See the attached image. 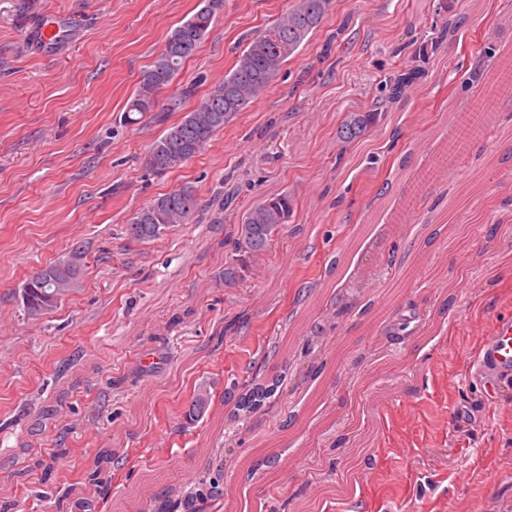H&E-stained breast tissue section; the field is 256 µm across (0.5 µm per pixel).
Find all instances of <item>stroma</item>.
Returning <instances> with one entry per match:
<instances>
[{"label": "stroma", "mask_w": 512, "mask_h": 512, "mask_svg": "<svg viewBox=\"0 0 512 512\" xmlns=\"http://www.w3.org/2000/svg\"><path fill=\"white\" fill-rule=\"evenodd\" d=\"M506 3L332 0L249 109L155 176L144 157L179 115L131 123L126 102L199 0H0V502L80 512L90 490L101 512H122L149 480L177 494L138 499L140 512H184L185 493L197 512H512V381L493 404L472 369L484 329L512 317V98L412 219L390 221L449 114L478 108L512 48ZM291 4L224 0L162 97L222 81ZM43 16L68 32L40 52L28 31ZM451 22L455 36L438 40ZM431 41L434 56L418 58ZM377 105L362 139L339 141L348 113ZM184 186L198 198L188 223L126 236L134 212ZM276 194L291 218L225 284L242 212ZM78 244L77 287L28 318L22 284ZM370 297L391 298L389 314L359 316ZM75 351L63 395L58 370ZM281 369L273 409L227 417L226 388ZM205 380L209 410L186 423Z\"/></svg>", "instance_id": "1"}]
</instances>
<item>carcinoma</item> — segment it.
Here are the masks:
<instances>
[{
    "label": "carcinoma",
    "mask_w": 512,
    "mask_h": 512,
    "mask_svg": "<svg viewBox=\"0 0 512 512\" xmlns=\"http://www.w3.org/2000/svg\"><path fill=\"white\" fill-rule=\"evenodd\" d=\"M203 6L177 26L167 37L163 49L146 70L127 104L126 112L145 113L161 109L176 112L182 104L198 97L195 107L167 127L155 140L145 157L147 171L163 176L187 163L265 90L279 73L282 64L308 40L325 20L331 0H294L288 13L277 22L249 39L236 64L224 80L197 96V85L182 88L167 101L158 104V93L169 86L185 62L199 48L217 14L224 10V0H202ZM489 86L498 93L512 92V56L504 54L499 70L490 78ZM376 121V113L350 114L340 126V137L352 141L360 137ZM198 202L188 186L153 199L137 210L126 224L127 235L139 242L162 236L175 224L187 222L196 212ZM292 203L288 195L268 196L245 210L240 219L235 257L224 265V284L234 285L243 279L246 260L264 253L291 217ZM83 252L81 246L68 255L45 266L27 278L22 285L23 311L31 319L56 308L63 296L80 279ZM287 374L275 372L254 383L245 392L230 387L224 391L226 401L241 411L256 413L272 409L283 393ZM209 384L201 382L194 401L186 413L190 422L201 418L209 406Z\"/></svg>",
    "instance_id": "cac0c4a2"
}]
</instances>
